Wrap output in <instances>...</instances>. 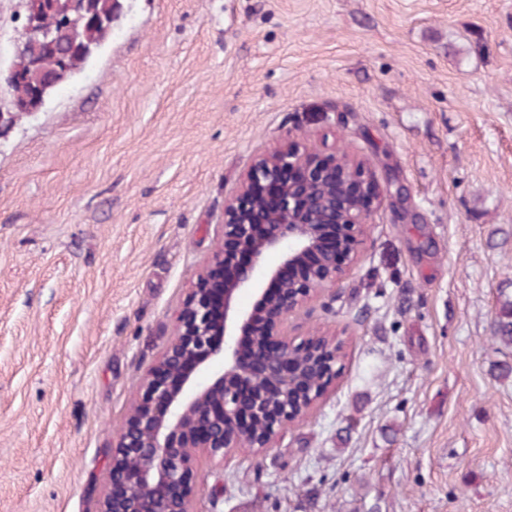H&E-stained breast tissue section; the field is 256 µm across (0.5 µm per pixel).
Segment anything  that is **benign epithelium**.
I'll use <instances>...</instances> for the list:
<instances>
[{"label": "benign epithelium", "instance_id": "benign-epithelium-1", "mask_svg": "<svg viewBox=\"0 0 512 512\" xmlns=\"http://www.w3.org/2000/svg\"><path fill=\"white\" fill-rule=\"evenodd\" d=\"M52 40L29 20L18 47ZM379 204L375 180L344 153L320 160L287 139L255 160L225 201L219 247L108 453L110 484L124 491H107L96 512H191L196 451L222 458L245 442L267 448L305 415L336 379V345H295L285 325L352 270ZM245 342L254 363L241 354ZM301 356L316 361L319 385L295 381Z\"/></svg>", "mask_w": 512, "mask_h": 512}]
</instances>
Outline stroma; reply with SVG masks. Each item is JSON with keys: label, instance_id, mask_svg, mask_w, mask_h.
Segmentation results:
<instances>
[{"label": "stroma", "instance_id": "1", "mask_svg": "<svg viewBox=\"0 0 512 512\" xmlns=\"http://www.w3.org/2000/svg\"><path fill=\"white\" fill-rule=\"evenodd\" d=\"M23 23L0 0V75ZM10 100L0 512H96L225 198L287 137L380 189L355 269L288 319L342 369L271 447L197 451L192 512H512V0H122L83 73ZM494 335L504 345H512V299L500 301L499 310L495 316Z\"/></svg>", "mask_w": 512, "mask_h": 512}]
</instances>
